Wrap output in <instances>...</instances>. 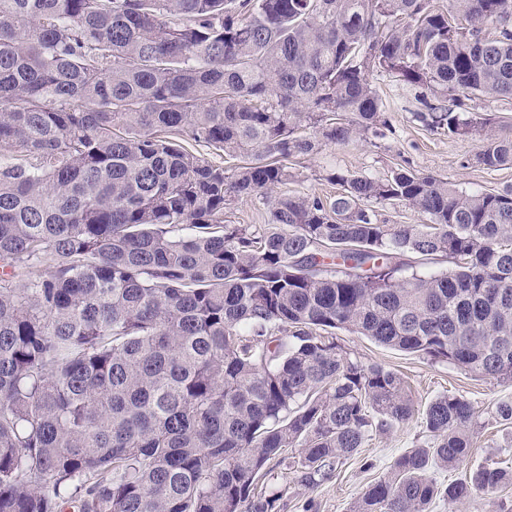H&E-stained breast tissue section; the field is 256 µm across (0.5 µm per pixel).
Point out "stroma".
<instances>
[{
    "instance_id": "1",
    "label": "stroma",
    "mask_w": 512,
    "mask_h": 512,
    "mask_svg": "<svg viewBox=\"0 0 512 512\" xmlns=\"http://www.w3.org/2000/svg\"><path fill=\"white\" fill-rule=\"evenodd\" d=\"M375 82L389 101L388 125L380 136L348 145H329L315 157L290 160L297 177L285 185V192L330 198L338 194L339 188L326 180L328 170L383 177L399 166L448 179L469 193L512 187V167L486 169L476 161L475 141L448 137L417 120L429 90L397 84L383 76L376 77ZM462 110L468 118L489 120L496 135H512V99L472 98L465 100ZM336 340L350 357L398 372L417 414L409 423L373 434L360 456L348 460L332 478L314 487L299 483L285 464L271 461V484L283 493L280 512H349L354 499L384 476L397 456L424 441L426 432L420 413L440 394L450 392L463 397L481 416L498 401H512L511 382L475 376L448 362L386 347L347 331L337 332ZM491 459L512 466V427L487 426L457 469L438 470L434 476L437 482L447 484ZM367 461L372 464L368 470L363 467Z\"/></svg>"
}]
</instances>
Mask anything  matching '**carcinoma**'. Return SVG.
<instances>
[{
    "instance_id": "1",
    "label": "carcinoma",
    "mask_w": 512,
    "mask_h": 512,
    "mask_svg": "<svg viewBox=\"0 0 512 512\" xmlns=\"http://www.w3.org/2000/svg\"><path fill=\"white\" fill-rule=\"evenodd\" d=\"M0 0V512H278L267 464L327 480L408 422L402 378L334 331L512 381V188L291 157L387 126L371 77L437 93L417 118L512 165L458 111L512 97V0ZM173 132L250 161L227 172ZM266 224H226L238 197ZM398 202L424 220L378 224ZM446 261L423 275L408 261ZM487 421L512 423V402ZM349 512H433L512 486L447 485L482 423L457 395Z\"/></svg>"
}]
</instances>
